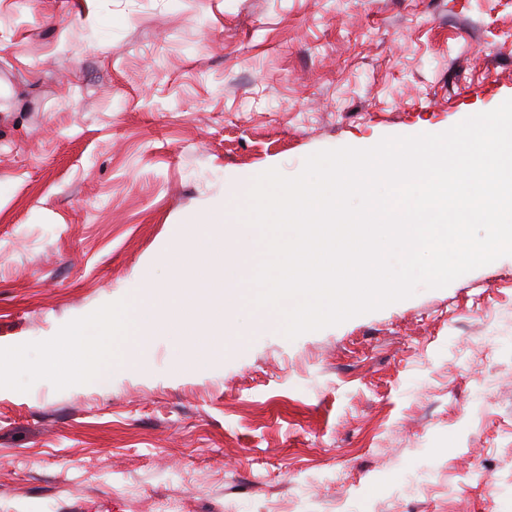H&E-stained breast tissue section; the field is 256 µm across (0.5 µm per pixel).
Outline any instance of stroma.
Here are the masks:
<instances>
[{"mask_svg":"<svg viewBox=\"0 0 512 512\" xmlns=\"http://www.w3.org/2000/svg\"><path fill=\"white\" fill-rule=\"evenodd\" d=\"M512 98V0H0V348L240 183ZM0 390V512H512V256L285 337Z\"/></svg>","mask_w":512,"mask_h":512,"instance_id":"1","label":"stroma"}]
</instances>
